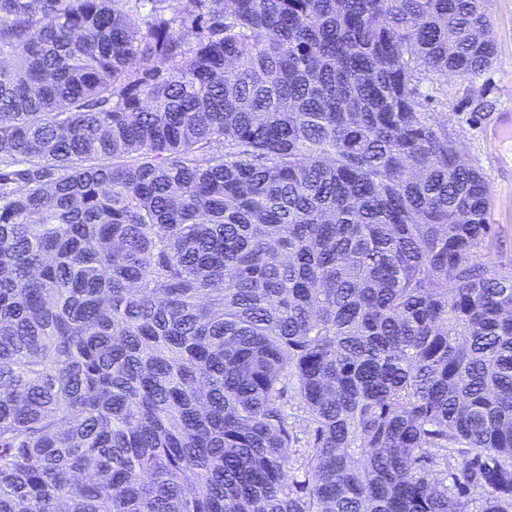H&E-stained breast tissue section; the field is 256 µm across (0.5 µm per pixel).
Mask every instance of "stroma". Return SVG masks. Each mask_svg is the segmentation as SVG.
Returning <instances> with one entry per match:
<instances>
[{"label": "stroma", "instance_id": "obj_1", "mask_svg": "<svg viewBox=\"0 0 512 512\" xmlns=\"http://www.w3.org/2000/svg\"><path fill=\"white\" fill-rule=\"evenodd\" d=\"M496 43L493 67L478 77L494 104L490 118L471 121L469 107L458 92L460 80L442 78L438 103L430 110L435 121L447 124L465 161L479 167L493 199L491 223L501 225L505 243L492 252L494 263L512 262V0H486Z\"/></svg>", "mask_w": 512, "mask_h": 512}]
</instances>
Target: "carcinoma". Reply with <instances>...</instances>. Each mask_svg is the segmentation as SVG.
<instances>
[{
  "label": "carcinoma",
  "mask_w": 512,
  "mask_h": 512,
  "mask_svg": "<svg viewBox=\"0 0 512 512\" xmlns=\"http://www.w3.org/2000/svg\"><path fill=\"white\" fill-rule=\"evenodd\" d=\"M0 55V512H512V264L422 92L491 114L485 0H0Z\"/></svg>",
  "instance_id": "cac0c4a2"
}]
</instances>
